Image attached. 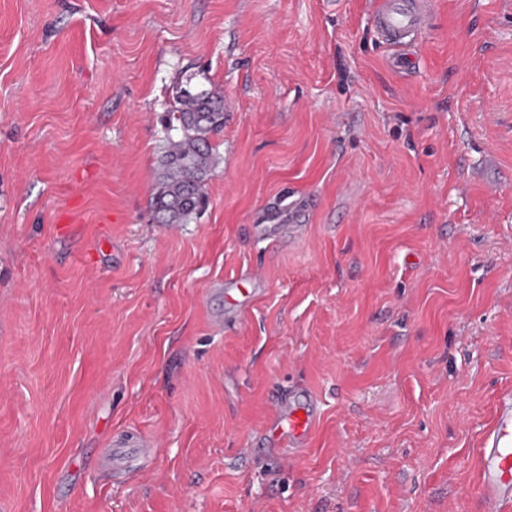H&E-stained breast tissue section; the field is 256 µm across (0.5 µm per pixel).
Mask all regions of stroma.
<instances>
[{"mask_svg": "<svg viewBox=\"0 0 512 512\" xmlns=\"http://www.w3.org/2000/svg\"><path fill=\"white\" fill-rule=\"evenodd\" d=\"M0 0V512H481L512 391V0ZM204 210L151 216L179 87ZM302 196L301 237L257 213ZM260 274L225 326L207 291ZM320 420L282 467L273 396ZM152 446L131 472L99 459ZM377 38L394 50L417 39L430 27L431 0H366Z\"/></svg>", "mask_w": 512, "mask_h": 512, "instance_id": "1", "label": "stroma"}]
</instances>
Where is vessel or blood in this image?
Returning a JSON list of instances; mask_svg holds the SVG:
<instances>
[{
  "mask_svg": "<svg viewBox=\"0 0 512 512\" xmlns=\"http://www.w3.org/2000/svg\"><path fill=\"white\" fill-rule=\"evenodd\" d=\"M366 5L377 38L395 49L425 33L434 12L432 0H366ZM302 208V200L289 201L278 223L264 225V232L289 236L305 219ZM317 423L315 411L300 404L299 391L294 388L275 397L264 430L279 449L294 454L309 446ZM479 461L477 494L484 512H505L512 507V391L497 401L494 420L481 437Z\"/></svg>",
  "mask_w": 512,
  "mask_h": 512,
  "instance_id": "obj_1",
  "label": "vessel or blood"
}]
</instances>
